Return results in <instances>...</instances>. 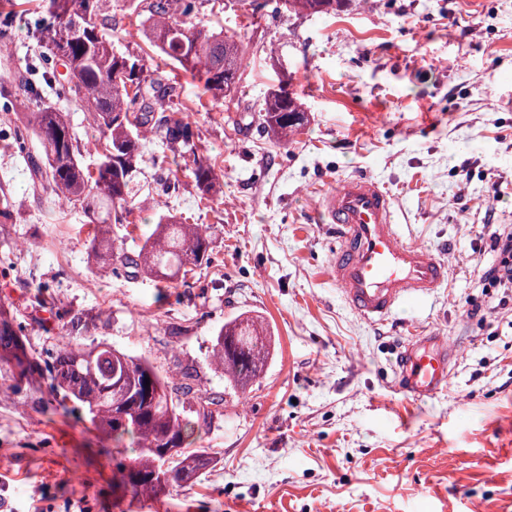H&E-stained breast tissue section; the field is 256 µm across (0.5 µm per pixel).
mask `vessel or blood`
Listing matches in <instances>:
<instances>
[{
  "label": "vessel or blood",
  "instance_id": "1",
  "mask_svg": "<svg viewBox=\"0 0 512 512\" xmlns=\"http://www.w3.org/2000/svg\"><path fill=\"white\" fill-rule=\"evenodd\" d=\"M319 218L336 227L331 277L367 324L425 304L448 280V267L433 249L404 240L390 194L370 176L348 177L324 191ZM452 357L438 337H410L397 359L394 392L414 399L435 396L448 384Z\"/></svg>",
  "mask_w": 512,
  "mask_h": 512
}]
</instances>
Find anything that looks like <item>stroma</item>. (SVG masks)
<instances>
[{
  "label": "stroma",
  "instance_id": "stroma-1",
  "mask_svg": "<svg viewBox=\"0 0 512 512\" xmlns=\"http://www.w3.org/2000/svg\"><path fill=\"white\" fill-rule=\"evenodd\" d=\"M204 21L250 49L228 107L194 115L221 188L203 201L153 136L131 185L135 224L112 227L132 252L158 216L205 226L209 261L187 284L98 274L79 207L34 192L38 144L19 155L0 100V301L40 362L66 337L144 356L164 374L197 371L223 403L200 447L212 464L159 498L116 487L124 453L84 413L48 415L44 394L0 361V502L9 512H512V312L478 324L492 256L483 225L512 224V0H356L333 16H291L276 0L246 17L236 0ZM38 0L0 22V73L38 60ZM307 122L288 142L262 105L279 83ZM367 174L394 199L406 239L439 252L448 281L425 305L362 321L330 277L336 230L323 191ZM47 292H39V285ZM246 312L272 327L271 358L246 391L210 363L213 334ZM457 346L447 387L394 394L402 342Z\"/></svg>",
  "mask_w": 512,
  "mask_h": 512
}]
</instances>
